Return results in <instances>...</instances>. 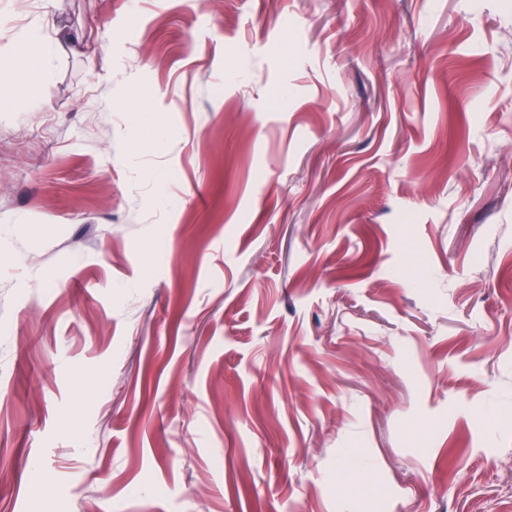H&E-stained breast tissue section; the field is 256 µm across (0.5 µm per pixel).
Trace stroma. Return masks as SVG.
Segmentation results:
<instances>
[{
    "label": "stroma",
    "mask_w": 512,
    "mask_h": 512,
    "mask_svg": "<svg viewBox=\"0 0 512 512\" xmlns=\"http://www.w3.org/2000/svg\"><path fill=\"white\" fill-rule=\"evenodd\" d=\"M45 16L0 512H512V0H0V64Z\"/></svg>",
    "instance_id": "obj_1"
}]
</instances>
